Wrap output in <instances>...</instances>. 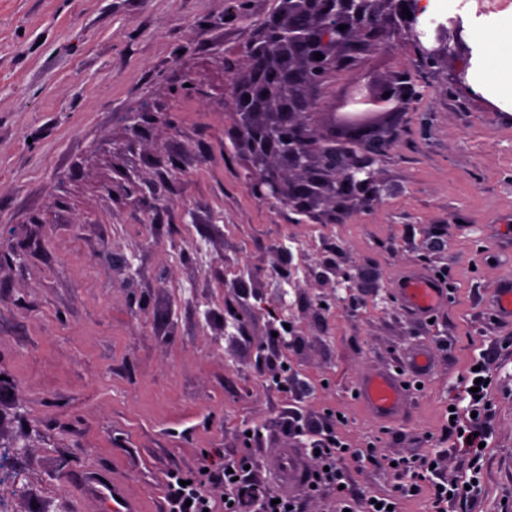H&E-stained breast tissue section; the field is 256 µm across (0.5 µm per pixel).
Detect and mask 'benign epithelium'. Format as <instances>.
Segmentation results:
<instances>
[{"label":"benign epithelium","mask_w":512,"mask_h":512,"mask_svg":"<svg viewBox=\"0 0 512 512\" xmlns=\"http://www.w3.org/2000/svg\"><path fill=\"white\" fill-rule=\"evenodd\" d=\"M404 7L412 18L402 13ZM424 12V0H288V7H279L246 47L245 66L232 55L224 57L220 89L234 117V144L247 161L245 184L254 198L334 224L380 196L384 185L374 164L391 128L369 125L351 113L348 127L336 131L326 119L339 103L377 107L395 102L402 113L420 97L401 72L382 78L363 72L338 87L339 75H354L365 57L391 41L411 46L429 70L446 68L448 92L476 96L467 82L470 34L459 22L451 32L440 24L432 43L421 31ZM341 25L346 29L339 30ZM317 53L323 59H315ZM112 194L133 210L150 204L135 172ZM273 254L286 271L272 304L265 303L260 267L224 257L222 336H246L250 326L263 321L270 327L289 325L282 335L295 338L300 320L295 307L306 300L319 305L330 300L345 308L355 280L377 279L373 272L340 271L336 261L320 256L313 261L302 252L294 265L283 242ZM251 298L255 303H249Z\"/></svg>","instance_id":"benign-epithelium-1"}]
</instances>
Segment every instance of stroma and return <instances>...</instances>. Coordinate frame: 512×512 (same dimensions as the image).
I'll return each mask as SVG.
<instances>
[{
    "instance_id": "obj_1",
    "label": "stroma",
    "mask_w": 512,
    "mask_h": 512,
    "mask_svg": "<svg viewBox=\"0 0 512 512\" xmlns=\"http://www.w3.org/2000/svg\"><path fill=\"white\" fill-rule=\"evenodd\" d=\"M278 6L249 0L239 16L227 0H0V443L22 447L0 473V512H102L105 484L139 512H165L173 471L205 481L220 506L226 458H251L277 490L289 455L316 471L310 449L329 428L376 456L349 461L357 492L393 494L391 457H435L441 477H465L466 458L442 449L448 405L468 411L462 378L490 349L470 512H512V325L493 320L512 273V120L448 94L445 69L389 44L369 69L406 73L423 95L377 161L386 195L333 224L264 204L245 186L212 75ZM188 71L196 90L181 87ZM148 102L175 130H128L123 116ZM132 170L165 179V208L113 197ZM287 237L384 276L380 292L356 288L355 313L330 307L321 330L304 322L280 358L296 374L289 393L252 341L215 337L225 256L266 260ZM434 239L448 296L426 322L396 296ZM118 249L135 255L134 282L109 260ZM417 353L430 362L422 377L406 371ZM389 373L409 395L401 415L378 416L358 390ZM289 415L304 436L283 431Z\"/></svg>"
}]
</instances>
